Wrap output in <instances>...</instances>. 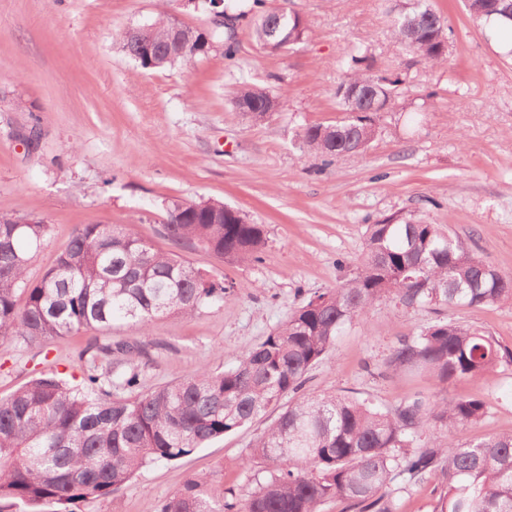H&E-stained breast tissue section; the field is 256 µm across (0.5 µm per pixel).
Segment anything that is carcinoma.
<instances>
[{"label": "carcinoma", "instance_id": "cac0c4a2", "mask_svg": "<svg viewBox=\"0 0 512 512\" xmlns=\"http://www.w3.org/2000/svg\"><path fill=\"white\" fill-rule=\"evenodd\" d=\"M265 0H199L210 15L217 8L240 20L254 18L253 35L269 53L300 42L307 25L298 12L277 14ZM494 0H471L473 20L506 32L512 24L493 12ZM148 56L129 33L122 50L141 57L145 69H161L224 47L236 55L231 28H188L186 50H176L170 19L149 23ZM392 37L421 59L441 65L448 59V25L429 0L398 6ZM341 84L381 88L392 105L403 80L374 69L369 48L343 59ZM343 117L336 124L308 125L299 148L323 158L362 154L379 133L382 113L358 115L336 88ZM279 98L263 87L242 85L233 96L237 111L255 119ZM0 213V339L33 343L85 330L112 331L123 320L146 331L159 315L193 317L219 307L230 287L181 258L162 251L121 224L78 228L42 277L27 276L30 252L48 234L43 221L17 223ZM165 235L174 245L191 243L229 262L259 259L265 245L262 225L252 224L218 200L173 201ZM395 302L405 307L459 305L472 308L512 303V276L476 256L468 243L413 211L398 212L367 226L364 252L353 276L340 287L317 293L295 310L236 364L203 367L190 377L148 391L139 389L140 351L118 342L95 343L81 379L41 373L0 398V512H37L43 504L65 506L85 497H109L150 463L190 455L236 432L272 408H282L257 438L250 456L270 463L257 490L241 502L224 499L203 475L161 501L155 512H320L331 499L348 512H394L396 497L435 473L445 491L433 512H512V433L463 441L458 433L488 417L491 399H452L416 394L391 407L341 394H298L305 375L326 360L348 324L371 308ZM120 353L130 365L114 393L102 380L97 358ZM395 374L423 372L437 386L487 378L512 366V350L489 333L439 319L404 337L383 360Z\"/></svg>", "mask_w": 512, "mask_h": 512}]
</instances>
